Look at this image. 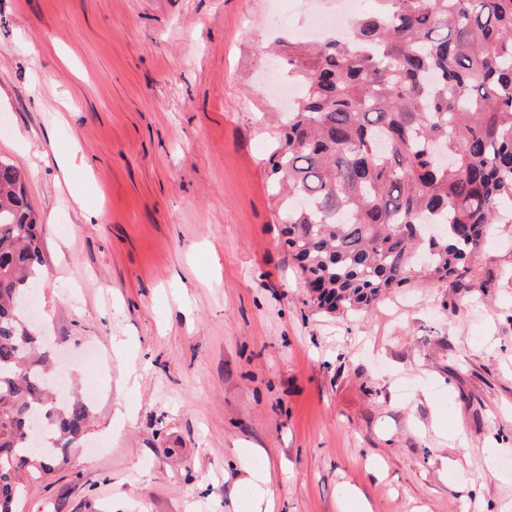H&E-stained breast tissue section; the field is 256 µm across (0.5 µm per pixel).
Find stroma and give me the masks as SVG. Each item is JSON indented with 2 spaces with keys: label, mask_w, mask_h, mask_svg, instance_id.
I'll return each mask as SVG.
<instances>
[{
  "label": "stroma",
  "mask_w": 512,
  "mask_h": 512,
  "mask_svg": "<svg viewBox=\"0 0 512 512\" xmlns=\"http://www.w3.org/2000/svg\"><path fill=\"white\" fill-rule=\"evenodd\" d=\"M336 0H0V158L44 224L37 313L95 421L18 512H512V237L485 292L326 315L288 257L268 47ZM290 11L291 19L272 23ZM84 183V205L68 186ZM98 360L87 365L86 347ZM249 476L246 478V485L249 487L252 495L253 507H259L264 498L268 500L272 496V490L268 485L267 476L256 469L248 471Z\"/></svg>",
  "instance_id": "stroma-1"
}]
</instances>
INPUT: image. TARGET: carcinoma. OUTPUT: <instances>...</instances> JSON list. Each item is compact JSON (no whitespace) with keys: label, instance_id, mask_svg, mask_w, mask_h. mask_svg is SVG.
Listing matches in <instances>:
<instances>
[{"label":"carcinoma","instance_id":"obj_1","mask_svg":"<svg viewBox=\"0 0 512 512\" xmlns=\"http://www.w3.org/2000/svg\"><path fill=\"white\" fill-rule=\"evenodd\" d=\"M344 38L280 44L300 84L271 156L284 243L318 311H364L421 275L470 279L512 224V0H380ZM27 172L0 159V512L69 464L93 411L62 397L22 306L38 283Z\"/></svg>","mask_w":512,"mask_h":512}]
</instances>
